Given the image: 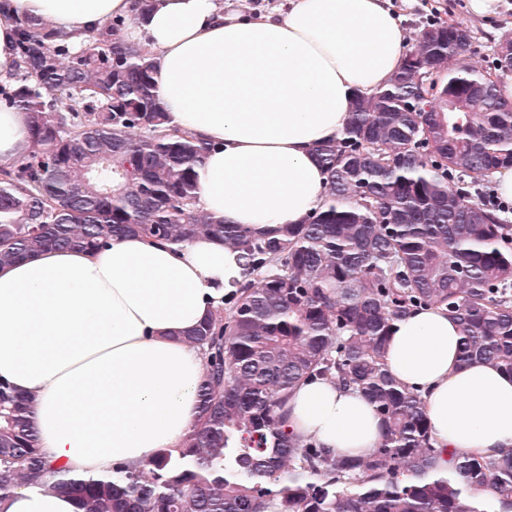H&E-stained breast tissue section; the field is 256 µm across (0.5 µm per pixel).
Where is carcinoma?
Masks as SVG:
<instances>
[{
	"instance_id": "carcinoma-1",
	"label": "carcinoma",
	"mask_w": 512,
	"mask_h": 512,
	"mask_svg": "<svg viewBox=\"0 0 512 512\" xmlns=\"http://www.w3.org/2000/svg\"><path fill=\"white\" fill-rule=\"evenodd\" d=\"M469 45L466 27L428 19L390 84L358 96L341 136L315 149L323 206L255 231L197 209L206 144L167 126L124 19L79 46L22 20L0 99L26 112L30 151L0 166V266L130 233L210 234L241 252L244 280L186 334L207 367L194 432L143 469L50 471L33 399L0 382V499L27 484L68 493L77 512H512V450L456 453L440 474L423 397L385 363L392 324L436 305L462 326V363L512 374V224L462 187L512 169V101L498 91L512 40L494 79L464 62ZM313 377L375 406L383 431L364 456L286 430L288 395Z\"/></svg>"
}]
</instances>
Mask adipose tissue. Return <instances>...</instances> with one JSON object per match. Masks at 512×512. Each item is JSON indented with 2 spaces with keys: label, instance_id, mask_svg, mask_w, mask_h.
Masks as SVG:
<instances>
[{
  "label": "adipose tissue",
  "instance_id": "ef3b65f1",
  "mask_svg": "<svg viewBox=\"0 0 512 512\" xmlns=\"http://www.w3.org/2000/svg\"><path fill=\"white\" fill-rule=\"evenodd\" d=\"M137 11L136 0H0V79L17 68L21 20L82 41ZM155 65L170 127L209 144L197 207L228 224H300L325 199L316 145L339 138L356 95L385 88L409 38L392 0H289L243 14L224 0H152L129 32ZM29 147L25 112L0 106V163ZM242 278L212 237L162 245L128 234L102 250H48L0 268V381L33 397L50 464L84 476L178 452L199 418L205 360L184 338ZM462 328L439 307L394 322L390 374L425 401L438 448H512V376L460 361ZM288 429L336 453L366 454L382 424L357 390L320 378L287 400ZM0 512H76L73 499L21 485Z\"/></svg>",
  "mask_w": 512,
  "mask_h": 512
}]
</instances>
